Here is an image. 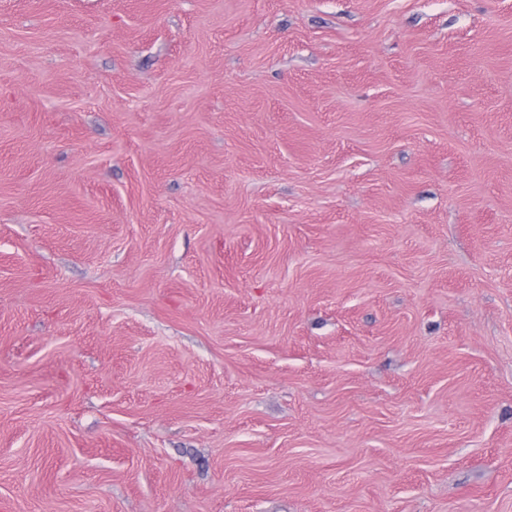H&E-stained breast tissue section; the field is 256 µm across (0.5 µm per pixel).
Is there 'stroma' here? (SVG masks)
Wrapping results in <instances>:
<instances>
[{
  "mask_svg": "<svg viewBox=\"0 0 512 512\" xmlns=\"http://www.w3.org/2000/svg\"><path fill=\"white\" fill-rule=\"evenodd\" d=\"M0 512H512V0H0Z\"/></svg>",
  "mask_w": 512,
  "mask_h": 512,
  "instance_id": "obj_1",
  "label": "stroma"
}]
</instances>
